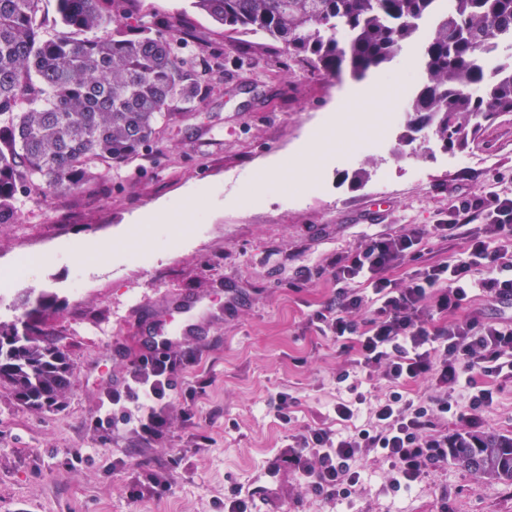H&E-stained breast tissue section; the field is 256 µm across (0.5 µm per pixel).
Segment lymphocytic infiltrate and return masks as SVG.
I'll return each instance as SVG.
<instances>
[{
    "label": "lymphocytic infiltrate",
    "instance_id": "obj_1",
    "mask_svg": "<svg viewBox=\"0 0 512 512\" xmlns=\"http://www.w3.org/2000/svg\"><path fill=\"white\" fill-rule=\"evenodd\" d=\"M460 229L467 232L460 259L418 267L399 283L388 273L416 256L422 236L415 230L369 239L337 257L335 278L341 288L328 328L336 338L353 336L358 342L352 373L339 378L379 376L392 390L375 401L357 386L349 387L348 398L338 400L334 411L337 420L346 422L367 412L366 424L353 432L318 428L289 435L279 460L312 494L353 500L365 479L356 463L369 456L384 463L389 489L410 490L448 464V436L441 424L454 415L463 429L473 430L497 402L498 389L476 385L472 372L512 382V319L454 317L475 288L486 301H512V198L490 192L460 201L447 223L435 227L443 235ZM361 284L374 301L372 316L362 326L353 318L364 306L357 290ZM443 313L451 314V321L435 325L436 315ZM181 364L167 355L132 362L123 385L108 396L109 407L97 426L133 425L147 444L161 436L167 428L165 401L177 386ZM418 382L426 383V391L407 396L405 385ZM462 394L468 399L464 413L458 409ZM131 405L141 408V416L131 417Z\"/></svg>",
    "mask_w": 512,
    "mask_h": 512
}]
</instances>
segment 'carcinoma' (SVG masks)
Masks as SVG:
<instances>
[{
  "label": "carcinoma",
  "mask_w": 512,
  "mask_h": 512,
  "mask_svg": "<svg viewBox=\"0 0 512 512\" xmlns=\"http://www.w3.org/2000/svg\"><path fill=\"white\" fill-rule=\"evenodd\" d=\"M125 0H56L60 30L43 35L41 0H0V224L20 198L73 193L105 168L131 164L166 127L194 115L216 70L186 55L174 22L123 11ZM224 32L260 34L313 71L363 77L390 64L436 17L424 44V80L406 112L445 149L474 141L482 120L512 115V72L491 80L476 50L512 36V0H190ZM350 33L336 40V28ZM92 37H87V34ZM73 368L59 338L37 326L0 325V388L43 410L60 403ZM448 462L512 485V435L472 433L448 443Z\"/></svg>",
  "instance_id": "cac0c4a2"
}]
</instances>
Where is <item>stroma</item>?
<instances>
[{
	"instance_id": "35a3bbf8",
	"label": "stroma",
	"mask_w": 512,
	"mask_h": 512,
	"mask_svg": "<svg viewBox=\"0 0 512 512\" xmlns=\"http://www.w3.org/2000/svg\"><path fill=\"white\" fill-rule=\"evenodd\" d=\"M129 8L180 21L223 73L195 117L156 149L71 195L23 202L15 223L0 224V282L11 289L0 324L40 322L75 375L48 410L0 390V512H224L236 486L251 493L254 512H512V485L453 465L397 495L380 464L362 460L367 477L350 504L300 489L276 463L290 431L335 428L334 405L348 394L336 375L354 352L317 318L336 300L337 255L416 228L418 256L389 278L459 259L463 237L433 227L461 199L512 194V121L484 123L463 150H443L425 130L406 146L398 88L423 79L421 33L387 67L336 78L262 36L225 39L189 0ZM321 137L331 146L314 173L253 186L255 169ZM362 167L369 176L355 181ZM199 193L207 214L147 223L166 202ZM27 250L38 265L15 276ZM163 333L174 337L167 354L184 361L165 434L146 444L127 425L95 428L105 398ZM282 394L292 400L288 425L278 417ZM157 470L167 471L169 489L132 498Z\"/></svg>"
}]
</instances>
